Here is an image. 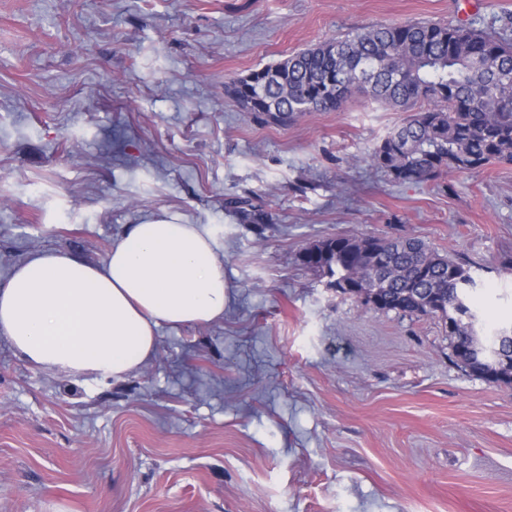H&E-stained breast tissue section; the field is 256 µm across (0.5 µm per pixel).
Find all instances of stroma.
Instances as JSON below:
<instances>
[{
  "mask_svg": "<svg viewBox=\"0 0 512 512\" xmlns=\"http://www.w3.org/2000/svg\"><path fill=\"white\" fill-rule=\"evenodd\" d=\"M422 21L512 41V0H0V279L39 251L102 261L168 212L213 234L227 285L222 320L160 326L120 381L1 338L0 512H512V386L459 368L438 317L301 261L412 235L476 263L487 321L511 324L512 164L396 183L365 155L399 109L359 96L280 126L226 91Z\"/></svg>",
  "mask_w": 512,
  "mask_h": 512,
  "instance_id": "obj_1",
  "label": "stroma"
}]
</instances>
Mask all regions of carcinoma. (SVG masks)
<instances>
[{
    "label": "carcinoma",
    "instance_id": "1",
    "mask_svg": "<svg viewBox=\"0 0 512 512\" xmlns=\"http://www.w3.org/2000/svg\"><path fill=\"white\" fill-rule=\"evenodd\" d=\"M228 92L244 111L283 126L308 112H339L358 92L408 112L366 156L394 182L512 164V43L465 23L381 25L333 38L251 72ZM302 262L380 311L440 317L450 344L470 351L454 358L462 370L512 385V326L477 334V281L465 259L406 235L327 239Z\"/></svg>",
    "mask_w": 512,
    "mask_h": 512
}]
</instances>
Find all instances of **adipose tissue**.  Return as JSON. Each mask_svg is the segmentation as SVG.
Returning <instances> with one entry per match:
<instances>
[{
  "label": "adipose tissue",
  "instance_id": "1",
  "mask_svg": "<svg viewBox=\"0 0 512 512\" xmlns=\"http://www.w3.org/2000/svg\"><path fill=\"white\" fill-rule=\"evenodd\" d=\"M224 265L206 229L179 218L131 225L106 259L38 252L0 281V336L28 365L121 380L149 361L161 325L224 316Z\"/></svg>",
  "mask_w": 512,
  "mask_h": 512
}]
</instances>
